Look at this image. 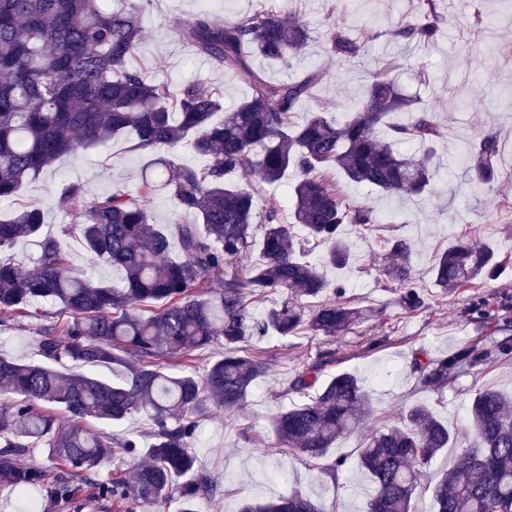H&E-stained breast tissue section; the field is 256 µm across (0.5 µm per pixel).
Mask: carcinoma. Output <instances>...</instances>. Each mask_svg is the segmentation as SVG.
Wrapping results in <instances>:
<instances>
[{"label":"carcinoma","instance_id":"carcinoma-1","mask_svg":"<svg viewBox=\"0 0 512 512\" xmlns=\"http://www.w3.org/2000/svg\"><path fill=\"white\" fill-rule=\"evenodd\" d=\"M439 13L426 0L419 18L394 36L429 43L438 32ZM179 36L198 55L224 72H248L260 56L288 64L310 39L307 25L276 8H263L234 21L199 13L179 28ZM365 39L336 27L329 52L340 60L364 53ZM146 41L140 7L134 0H0V200L61 158L102 146L118 135L131 149L155 156L188 145L202 168L158 159L135 193L109 192L89 201L74 183L58 187V204L79 211L82 222L65 226L83 246L112 266V282L80 277L56 235L43 232L41 209L18 207L0 220V312L28 318L32 302L62 305L66 316L44 314L35 328L40 360L0 357V476L22 492L47 486L56 499L77 502L80 483L91 481L101 462L115 455L133 457L145 448L148 462L128 476L95 484L96 494L115 512L133 507L166 512L178 497V512L212 496L217 485L195 468L192 451L199 418L211 408L240 409L251 388L264 377L267 362L242 344L269 335L287 338L307 332L336 339L371 320L374 310L345 298V286H331L325 270L352 262L341 226L363 231L380 223V214L342 198L327 178L331 169L348 180L385 195L413 198L429 192L434 172L428 154L441 138L433 117L419 100L404 95L392 76L375 71L355 112L344 122L315 111L301 123L296 107L313 96L324 73L271 82L251 74V92L222 111L217 86L187 83L175 102L166 86L154 83L132 59ZM224 112L217 120L218 112ZM405 121L387 125L394 113ZM400 142H414L422 155L404 154ZM498 153L496 135L487 133L470 148L469 169L490 183ZM248 172L242 187L229 177ZM293 173L291 220L277 206L257 207L264 186ZM172 196L194 214L193 224L151 223L149 200L157 192ZM262 227L255 236L253 225ZM301 225L325 246L320 261L305 260ZM33 240L39 252L34 268L22 273L11 253ZM178 255L168 257L172 240ZM260 259L252 260L254 252ZM414 244L389 242L386 273L409 310L423 304L411 263ZM499 261L478 242L448 245L432 264L435 284L445 292L478 288L492 279ZM268 292L281 301L261 314L257 303ZM317 300L311 305L309 301ZM224 355L203 366L197 351L212 342ZM512 354V336L488 347H463L440 358H414L412 367L426 391H440L464 370L475 371ZM335 351L318 354L302 366L290 388L304 401L273 420L274 447L308 459L328 449L373 414L370 393L353 373L321 381L322 368ZM68 362L88 367L118 365L117 381L93 372L64 375ZM138 414L153 422L151 442L139 437L112 442L94 428L118 426ZM470 440L463 461L434 484L435 512H512V394L487 387L469 406ZM453 441L448 424L426 404L401 414L398 424L372 432L360 448L370 478L368 512H413L412 501L424 467ZM31 448H42L54 467L21 465ZM242 512H322L311 498L292 491L243 506Z\"/></svg>","mask_w":512,"mask_h":512}]
</instances>
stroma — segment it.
Listing matches in <instances>:
<instances>
[{
  "mask_svg": "<svg viewBox=\"0 0 512 512\" xmlns=\"http://www.w3.org/2000/svg\"><path fill=\"white\" fill-rule=\"evenodd\" d=\"M437 2L444 17L442 32L434 43L417 46L396 39L393 32L423 10V0H141L148 40L134 63L146 66L151 79L170 91L188 82L217 85L223 88L224 106L229 109L249 94L252 73L279 82L319 70L326 77L314 98L297 106L295 119L304 121L309 112L321 108L341 121L357 107L371 72L407 57L421 63L424 75L419 80L400 75L399 84L405 94L422 99L443 132L432 159L433 187L422 199H390L336 175L341 196L396 214L393 223L374 225L368 233L344 225L343 235L354 261L348 268L328 272L329 280L346 284L349 299L376 309L378 315L333 341L306 334L288 339L269 336L261 341V348L269 353V372L252 389L244 409L229 414L214 408L199 421L196 465L220 486L221 493L200 499L198 512H240L245 502H261L291 491L308 495L323 512H366L370 481L359 464L362 439L395 424L401 413L419 402L432 407L454 434L451 447L427 466L426 488L415 500V512H433L431 486L460 462L468 444L467 408L475 391L492 386L512 392V355L480 373L461 376L439 393L421 389L411 369L418 353L440 357L462 345L480 347L492 339L512 336V0H467L457 13L449 12L447 0ZM264 5L299 16L309 27V46L290 65L257 56L252 73L226 75L178 35L181 25L198 13H209L219 21L234 20ZM337 24L356 38L364 30H373L375 38L366 56L340 62L330 55L328 35ZM486 132L497 136L500 149L494 161L495 180L481 184L466 163L458 162L457 149L474 145ZM148 163L147 156L131 151L125 139L117 138L60 159L52 173L25 185L17 200L0 201V212H10L20 203L39 207L48 230L61 233L62 227L80 223L81 217L78 211L59 207L60 183L79 184L84 197L91 199L134 188ZM399 237L415 245L413 264L425 302L414 312L402 308L394 285L384 274V244ZM462 237L491 247L503 269L480 291L461 288L445 295L434 286L429 268L433 256ZM61 243L76 275L111 278V268L86 251L77 237L62 235ZM477 293L493 310L489 318L468 312ZM33 310L35 315L57 313L61 307L37 304ZM35 315L8 321L0 331V355L34 359ZM329 347L336 350L337 361L324 369L323 378L340 372L364 377L374 407L372 417L329 450V458L346 460L335 475L299 456L269 450L271 420L300 401L287 390L296 369L315 361Z\"/></svg>",
  "mask_w": 512,
  "mask_h": 512,
  "instance_id": "1",
  "label": "stroma"
}]
</instances>
